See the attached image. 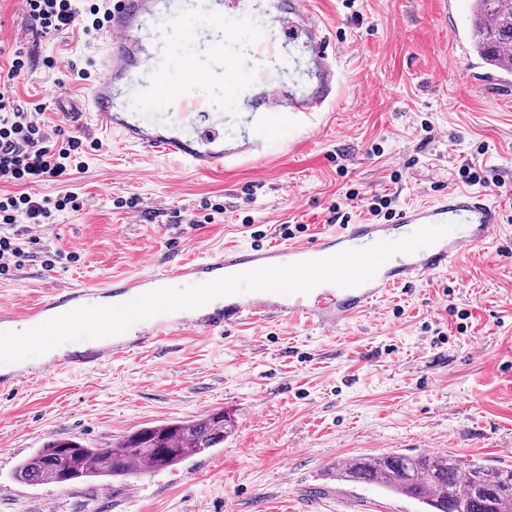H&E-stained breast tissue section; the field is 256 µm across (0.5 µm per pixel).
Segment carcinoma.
Masks as SVG:
<instances>
[{"instance_id":"obj_1","label":"carcinoma","mask_w":512,"mask_h":512,"mask_svg":"<svg viewBox=\"0 0 512 512\" xmlns=\"http://www.w3.org/2000/svg\"><path fill=\"white\" fill-rule=\"evenodd\" d=\"M470 39L472 50L487 65L508 70L501 47L512 42V0H472ZM230 425L224 411L218 410L140 428L105 448L52 439L18 464L14 478L27 485H60L67 473L76 483L118 478L132 474L136 460L161 471L219 447ZM327 475L331 480L380 487L420 504L423 512H512V467L487 460L464 466L448 453L386 452L336 462Z\"/></svg>"}]
</instances>
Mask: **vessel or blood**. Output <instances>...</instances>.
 Returning a JSON list of instances; mask_svg holds the SVG:
<instances>
[{"label":"vessel or blood","mask_w":512,"mask_h":512,"mask_svg":"<svg viewBox=\"0 0 512 512\" xmlns=\"http://www.w3.org/2000/svg\"><path fill=\"white\" fill-rule=\"evenodd\" d=\"M102 8L109 38L99 57V75L91 87L86 108L70 110L78 127L91 124L102 135L119 134L124 142L176 156L200 173L248 160L247 151L225 152L222 113L213 111L193 93V83L201 76L195 61L165 59L144 41L145 31L157 21H176L170 0H102ZM229 9L234 10L237 20L248 21L241 0H206L200 20L214 39H221L224 14ZM270 24L278 33L264 35L253 42L250 54L262 67L243 88L241 96L249 111L274 110L284 119L306 126L336 98L339 74L335 50L309 0H274ZM300 37L305 38L310 51V84L305 91L290 95L283 105H274L276 81L265 65L280 57L285 43L295 42ZM136 82L141 85L139 101L144 105L152 101L157 88H168L166 128L152 130L140 125L135 113L128 111L125 89ZM498 222L497 208L483 194L451 191L436 202L402 209L394 225L415 230L426 225L457 223L466 225V232H450L431 246L402 255L398 265L379 268L372 279L359 286L342 288L322 283L309 293L289 295L245 291L228 296L221 312L199 310L185 315L182 325L189 332L213 333L261 317L300 315L330 331L362 312L391 287L410 283L436 269L456 267L466 253L490 239ZM391 227L374 223L347 224L307 243L265 249L238 247L201 262L177 261L145 277L115 279L96 287L62 285L47 299L21 312L1 305L0 326L23 320L36 327L55 318L60 310L71 311L93 302L106 306L113 298L138 293L174 278L203 281L213 276L237 274L244 269L326 258L345 249L365 248L388 240ZM163 335L159 327L133 339L118 334L111 341L98 343L68 358L49 360L41 371L48 373L64 366L93 368L157 343Z\"/></svg>","instance_id":"b4317fda"}]
</instances>
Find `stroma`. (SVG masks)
Returning a JSON list of instances; mask_svg holds the SVG:
<instances>
[{"instance_id":"35a3bbf8","label":"stroma","mask_w":512,"mask_h":512,"mask_svg":"<svg viewBox=\"0 0 512 512\" xmlns=\"http://www.w3.org/2000/svg\"><path fill=\"white\" fill-rule=\"evenodd\" d=\"M336 51L334 103L307 136L275 115L245 127L224 108V137L241 131L265 143L256 163L208 174L78 128L62 112L80 103L105 33L74 27L44 35L25 0H0V50L22 49L27 69L0 83L43 121L96 142L71 181L24 186L34 200L79 189L84 206L51 212L37 245L0 303H34L59 285L92 287L146 276L166 261L197 260L225 246L281 244V224L302 240L328 231L329 208L347 189L365 203L390 195L394 209L462 189L472 165L504 180L487 192L502 218L460 272H430L392 289L362 315L326 332L301 321L243 324L190 334L181 312L161 314L166 337L148 351L93 369H63L0 390V512H421L376 487L327 480L342 457L419 452L434 446L462 462L499 459L512 448V82L475 77L470 11L444 13L440 0H313ZM135 198L138 211L118 207ZM220 203L214 223H198ZM77 262L46 267L47 254ZM224 411L234 428L223 445L159 472L71 486L25 485L16 465L44 442L69 438L112 445L139 428Z\"/></svg>"}]
</instances>
